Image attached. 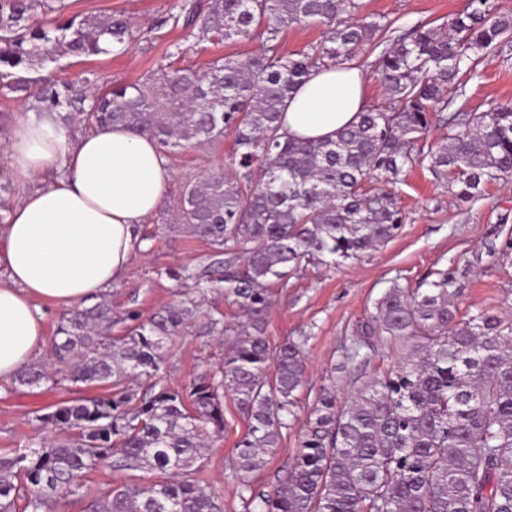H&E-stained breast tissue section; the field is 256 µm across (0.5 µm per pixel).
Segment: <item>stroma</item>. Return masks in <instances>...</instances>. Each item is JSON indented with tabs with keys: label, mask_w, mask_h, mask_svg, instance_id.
Returning a JSON list of instances; mask_svg holds the SVG:
<instances>
[{
	"label": "stroma",
	"mask_w": 512,
	"mask_h": 512,
	"mask_svg": "<svg viewBox=\"0 0 512 512\" xmlns=\"http://www.w3.org/2000/svg\"><path fill=\"white\" fill-rule=\"evenodd\" d=\"M360 2L362 15L388 19L398 34L418 24L435 27L446 23L468 4V0ZM207 4L208 0H65L64 12L69 16L125 12L136 34L124 54L65 56L52 75L74 81L91 71L99 84L109 86L135 82L157 72L178 48L199 66L224 56L244 58L259 52L256 38L223 44H198L187 39L183 20L189 8ZM477 71L466 85L469 109L483 112L495 102L512 103V56L491 54ZM233 151L234 138L229 135L220 148L189 149L169 159L174 176L164 201L140 226L146 239L109 293L116 320L113 335H124L128 312L144 319L174 301L176 283L165 276L166 268H199L212 261L209 245L175 226L174 218L183 185L204 169L226 165ZM399 192L405 221L393 239L357 259L307 266L271 289L272 308L265 321L270 346L276 348L302 336L307 339L306 371L297 392L299 419H306L316 393L328 384L339 361L341 343L367 321L375 300L393 280L415 287L433 272L457 267L455 304L460 312L486 310L512 324V257L495 264L487 255L490 245L512 238V178L485 185L480 197L463 203L449 194L446 183L417 168L404 175ZM217 312L223 314L226 327L238 329L246 323L223 291L212 290L202 296L193 323L164 348L162 374L170 386L184 385L223 363L225 337L208 334L205 329L208 314ZM75 395L68 387L18 389L1 381L0 453L30 441L54 438V430L37 428L31 418L36 410ZM224 421V435L214 440L198 477L222 502L223 512H249L240 495L234 464L235 446L247 429V421L229 398L224 401ZM299 435V428H292L276 454L252 473L251 482L257 490H272L287 476L299 450Z\"/></svg>",
	"instance_id": "1"
}]
</instances>
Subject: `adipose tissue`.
I'll list each match as a JSON object with an SVG mask.
<instances>
[{"label": "adipose tissue", "instance_id": "adipose-tissue-1", "mask_svg": "<svg viewBox=\"0 0 512 512\" xmlns=\"http://www.w3.org/2000/svg\"><path fill=\"white\" fill-rule=\"evenodd\" d=\"M366 106L352 65L313 74L288 101L281 130L328 139ZM9 170L35 182L0 225V381L14 379L45 339L39 301L66 307L111 290L129 268L135 229L161 206L173 172L155 142L119 127L68 138L54 115L21 116L0 146ZM50 169L63 175L42 184Z\"/></svg>", "mask_w": 512, "mask_h": 512}]
</instances>
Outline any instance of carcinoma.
Returning <instances> with one entry per match:
<instances>
[{"label": "carcinoma", "instance_id": "obj_1", "mask_svg": "<svg viewBox=\"0 0 512 512\" xmlns=\"http://www.w3.org/2000/svg\"><path fill=\"white\" fill-rule=\"evenodd\" d=\"M58 0H0V95L27 93L28 110L56 113L71 134L122 126L154 140L167 156L187 146L218 147L234 135V176L212 168L184 186L177 221L205 240L217 259L199 272L167 268L193 281L185 298L123 336L112 335L106 296L70 309L58 323L53 358L15 378L20 387H97L94 397L48 405L39 428L75 434L0 454V512H53L58 499H86L85 512H221L197 479L211 440L224 435V397L246 415L238 441L241 492L251 512H512V325L479 311L459 316L457 271L436 272L426 288L393 283L375 312L342 345L339 370L354 393L336 396V379L317 394L288 476L271 493L248 475L279 448L297 420L305 372L304 340L273 350L264 336L270 286L297 269L376 249L404 217L388 186L417 165L462 202L512 175V104L473 112L450 92L485 55L512 42V13L499 0H469L436 27L391 40V23L359 17V0H211L190 10L187 37L262 38L260 53L219 58L204 69H162L91 94L93 73L78 82L35 72L63 56L121 54L134 38L122 13L63 17ZM293 25L325 37L307 51L281 52ZM376 37L386 47L374 68L387 95L330 140L280 132L288 100L313 73L354 61ZM448 130L427 141L433 114ZM247 317L216 371L181 387L163 383L162 350L190 322L197 296L211 289ZM396 349L394 368L370 377L378 343ZM147 469L144 485L109 486L89 497L97 469Z\"/></svg>", "mask_w": 512, "mask_h": 512}]
</instances>
